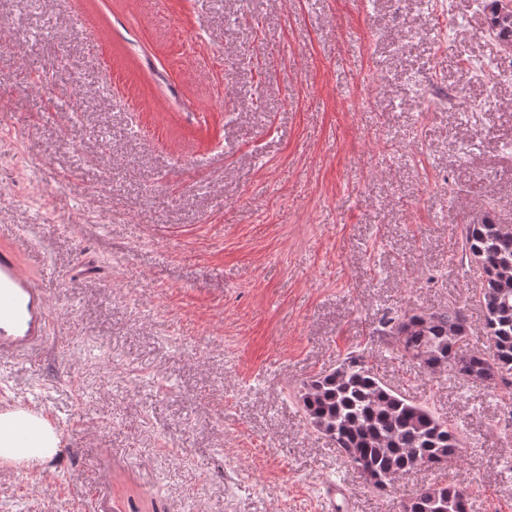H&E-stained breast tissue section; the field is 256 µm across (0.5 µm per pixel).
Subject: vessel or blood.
Wrapping results in <instances>:
<instances>
[{"mask_svg":"<svg viewBox=\"0 0 512 512\" xmlns=\"http://www.w3.org/2000/svg\"><path fill=\"white\" fill-rule=\"evenodd\" d=\"M50 320L46 289L27 275L14 250L0 248V360L45 348Z\"/></svg>","mask_w":512,"mask_h":512,"instance_id":"obj_1","label":"vessel or blood"}]
</instances>
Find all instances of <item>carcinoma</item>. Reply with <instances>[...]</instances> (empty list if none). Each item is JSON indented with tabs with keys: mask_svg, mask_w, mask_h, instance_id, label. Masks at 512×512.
<instances>
[{
	"mask_svg": "<svg viewBox=\"0 0 512 512\" xmlns=\"http://www.w3.org/2000/svg\"><path fill=\"white\" fill-rule=\"evenodd\" d=\"M490 26L512 46V8L485 0ZM462 259L482 270L476 296L483 308L486 351L469 347L471 326L464 308L419 311L383 322L398 353L430 373L493 391H512V225L488 210L463 225ZM298 401L307 423L328 437L337 453L377 490L416 469L443 468L462 452L460 432L427 406L384 383L360 356L303 383ZM468 488L435 483L401 502L402 512H467Z\"/></svg>",
	"mask_w": 512,
	"mask_h": 512,
	"instance_id": "obj_1",
	"label": "carcinoma"
}]
</instances>
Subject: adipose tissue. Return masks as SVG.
Here are the masks:
<instances>
[{
	"label": "adipose tissue",
	"instance_id": "adipose-tissue-1",
	"mask_svg": "<svg viewBox=\"0 0 512 512\" xmlns=\"http://www.w3.org/2000/svg\"><path fill=\"white\" fill-rule=\"evenodd\" d=\"M63 449V435L52 420L23 406L0 408V464L43 471Z\"/></svg>",
	"mask_w": 512,
	"mask_h": 512
}]
</instances>
